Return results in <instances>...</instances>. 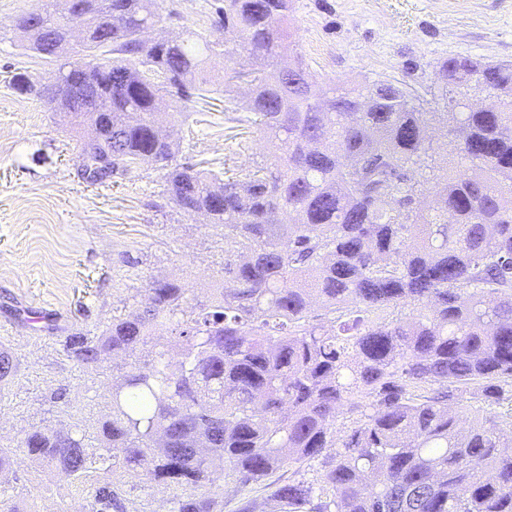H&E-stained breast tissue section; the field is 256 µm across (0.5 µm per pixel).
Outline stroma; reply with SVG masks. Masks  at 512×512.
I'll return each instance as SVG.
<instances>
[{"instance_id":"obj_1","label":"stroma","mask_w":512,"mask_h":512,"mask_svg":"<svg viewBox=\"0 0 512 512\" xmlns=\"http://www.w3.org/2000/svg\"><path fill=\"white\" fill-rule=\"evenodd\" d=\"M222 0H162L167 33L222 37L212 8ZM40 0H0V351L19 360L0 392V446L34 427L92 429L108 414L111 379L68 357L64 341L97 336L115 311L139 306L152 278L181 281L204 299L224 264L222 228L184 216L159 171L141 164L101 184L82 174L62 114L18 95L24 72L50 83L56 67L19 46L16 15ZM301 54L325 86H364L389 77L438 90V63L452 55L512 61V0H295L288 21ZM241 91L184 104L174 128L178 162L238 176L272 145L236 106ZM13 493L31 512H83L81 487L18 467Z\"/></svg>"}]
</instances>
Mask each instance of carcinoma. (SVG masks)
<instances>
[{
    "label": "carcinoma",
    "instance_id": "1",
    "mask_svg": "<svg viewBox=\"0 0 512 512\" xmlns=\"http://www.w3.org/2000/svg\"><path fill=\"white\" fill-rule=\"evenodd\" d=\"M293 7L224 0V40L146 41L157 0H95L64 60L63 27L32 34L35 11L17 17L23 47L67 75L52 89L18 72L12 88L98 133L77 140L91 180L107 154L121 173L154 165L184 214L224 229V267L203 300L157 278L102 335L66 337L83 368L125 365L99 445L33 428L23 456L0 448V486L30 463L79 485L107 475L85 512H159L155 486L167 512H222L228 483L238 512H256L261 484L276 512H512V61L446 57L428 101L404 82L289 87L265 70L294 52ZM211 58L251 64L228 79L247 82L245 110L276 144L243 178L177 162L157 118L166 99L206 98ZM472 93L504 110L470 107ZM17 373L1 351L0 386ZM284 467L288 481L265 483Z\"/></svg>",
    "mask_w": 512,
    "mask_h": 512
}]
</instances>
